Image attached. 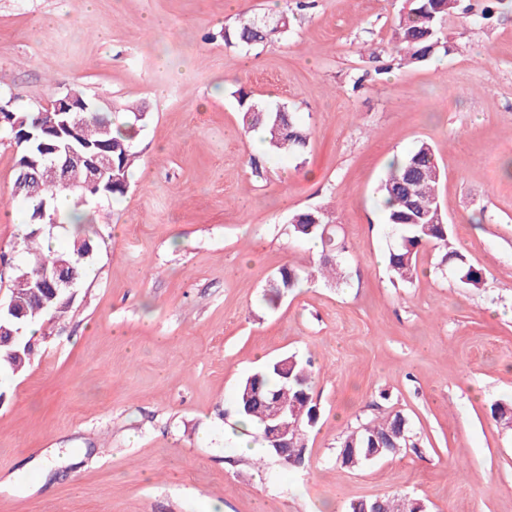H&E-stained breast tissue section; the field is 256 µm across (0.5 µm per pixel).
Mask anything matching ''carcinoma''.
I'll list each match as a JSON object with an SVG mask.
<instances>
[{
	"label": "carcinoma",
	"mask_w": 512,
	"mask_h": 512,
	"mask_svg": "<svg viewBox=\"0 0 512 512\" xmlns=\"http://www.w3.org/2000/svg\"><path fill=\"white\" fill-rule=\"evenodd\" d=\"M458 6V0H409L400 11L395 29V52L407 65L423 63L443 52L448 53L447 41L440 37L448 16ZM280 25L267 26L261 19L251 16L224 27V44L251 48L276 39L289 26L288 15L278 17ZM242 114V129L249 133L260 130L262 142L269 159H286L302 152L307 143V133L295 113L286 107L270 108L254 100L243 91L237 99ZM14 123L3 124L5 135L19 147L17 162L25 157H35L39 144L52 143V139L33 128L35 113L11 107ZM134 123L121 127L115 122V114L100 115L79 121L68 146L76 151L102 146L112 158V169L107 171L99 188L91 191L73 182H62L37 176L27 183L18 198L30 212L28 232L21 242L26 264L11 280L7 305L0 309V320L17 332L10 350L13 355L5 358L0 351V373L16 375L30 364L34 354L29 336L32 326L38 327L41 336L54 334V329L71 309V303L55 294L61 289L57 283V266L64 265L80 282L85 275L95 245L76 230L71 233L69 245L61 250L44 247L43 240L51 238L59 229L72 226L75 213L92 196L121 200L128 192L133 168L139 158L134 150V124L146 117L144 112L133 113ZM423 183L425 191L408 196L400 188L408 175ZM443 172L436 160L430 143L420 141L405 156L394 159L387 175L378 186L385 224L396 231V241L388 252V272L392 280L410 283L417 275L420 251L428 246L441 253V264L447 267L456 281L466 288L479 289L484 283L485 271L468 260L452 242V229L444 213L438 195ZM74 196V211L62 213L55 205L59 193ZM292 236L300 241L316 240L321 254L317 265L307 268H282L268 285L265 301L275 306L304 281L318 277L338 279L343 267L337 260L346 252V245L338 238L336 225L328 212L308 209L297 213L290 222ZM312 384V362L294 354L267 363L260 371L246 377L238 386L235 411L242 423L264 429L263 421L282 408L305 409L299 426L293 430L289 454L297 464L305 462L306 430L317 419L316 405L309 391ZM491 415L497 423L512 429V403L498 402L491 407ZM404 432L406 439L398 440L405 447L413 437L406 415L391 411L348 431L339 442V453L355 454L357 465L369 462L368 455L376 448H383V456L396 454L387 449L389 436ZM385 512H416L414 499L397 495L382 497Z\"/></svg>",
	"instance_id": "obj_1"
}]
</instances>
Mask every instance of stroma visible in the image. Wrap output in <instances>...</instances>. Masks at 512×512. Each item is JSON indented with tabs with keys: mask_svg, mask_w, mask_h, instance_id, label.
I'll return each instance as SVG.
<instances>
[{
	"mask_svg": "<svg viewBox=\"0 0 512 512\" xmlns=\"http://www.w3.org/2000/svg\"><path fill=\"white\" fill-rule=\"evenodd\" d=\"M404 0H0V92L38 108L77 87L102 108L147 112L121 201L89 200L91 272L28 368L0 377V512H350L402 494L427 512H512V0H460L449 52L399 65ZM294 19L242 49L239 14ZM63 23H54V16ZM306 124L303 164L253 176L263 145L233 96ZM432 144L456 243L487 270L463 287L427 248L392 282L375 193L389 163ZM16 151L0 140V298L25 255L10 212ZM322 207L348 246L346 277L273 308L285 266L317 257L295 213ZM296 354L313 363L318 416L296 467L245 446L239 383ZM399 410L413 446L356 469L336 449Z\"/></svg>",
	"mask_w": 512,
	"mask_h": 512,
	"instance_id": "stroma-1",
	"label": "stroma"
}]
</instances>
